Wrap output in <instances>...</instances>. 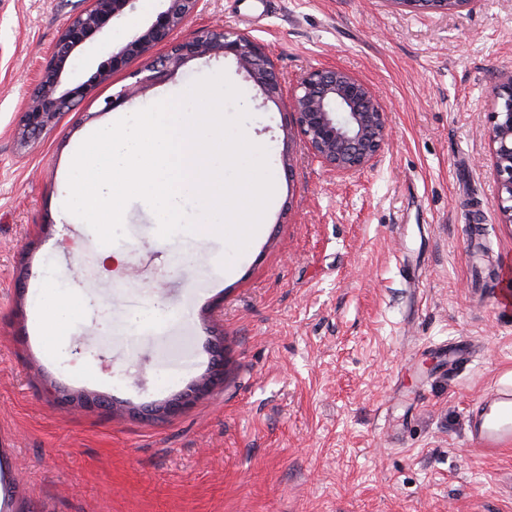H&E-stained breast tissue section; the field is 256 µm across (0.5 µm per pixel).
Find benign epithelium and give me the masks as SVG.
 <instances>
[{
  "mask_svg": "<svg viewBox=\"0 0 512 512\" xmlns=\"http://www.w3.org/2000/svg\"><path fill=\"white\" fill-rule=\"evenodd\" d=\"M136 0H91L90 6L70 19L54 43L49 60L38 72L34 92L25 104L23 140L36 137L49 128L65 110L74 109L86 97L91 83L68 86L64 82L72 56L91 39L105 36L133 10ZM417 11H454L469 0H396ZM201 0H166V7L146 28L133 32L127 43L112 53L108 69L97 71L103 79L107 71L125 69L131 60L150 47L167 43L169 50L146 64L148 75L133 73L134 83L122 87L105 102L110 109L116 102L138 93L187 62L207 56L232 55L239 66L261 89L267 99L282 97V88L264 45L224 27L207 28L194 39L172 41V36L192 14ZM291 123L308 150L324 165L341 172L367 167L381 151L388 129L385 113L373 90L340 68H321L304 74L291 94ZM492 151L497 183L493 206L502 224H512V71L502 73L494 89L493 104L485 128ZM221 364L197 380L190 389L148 409V414L167 419L209 396L222 382Z\"/></svg>",
  "mask_w": 512,
  "mask_h": 512,
  "instance_id": "1",
  "label": "benign epithelium"
}]
</instances>
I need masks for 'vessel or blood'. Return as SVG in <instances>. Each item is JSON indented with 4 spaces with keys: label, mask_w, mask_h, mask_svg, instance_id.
I'll return each mask as SVG.
<instances>
[{
    "label": "vessel or blood",
    "mask_w": 512,
    "mask_h": 512,
    "mask_svg": "<svg viewBox=\"0 0 512 512\" xmlns=\"http://www.w3.org/2000/svg\"><path fill=\"white\" fill-rule=\"evenodd\" d=\"M473 434L490 457L512 446V386L493 388L481 399Z\"/></svg>",
    "instance_id": "1"
}]
</instances>
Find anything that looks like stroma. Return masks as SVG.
<instances>
[{"label": "stroma", "instance_id": "1", "mask_svg": "<svg viewBox=\"0 0 512 512\" xmlns=\"http://www.w3.org/2000/svg\"><path fill=\"white\" fill-rule=\"evenodd\" d=\"M88 0H0V512H512V452L470 432L481 396L512 384V306L477 273L470 226L512 261L485 135L512 70V0L418 12L393 0H203L178 41L221 24L263 43L284 92L337 67L366 83L388 138L372 164L339 172L288 137L233 57L189 61L132 99L105 103L152 47L93 83L21 144L35 72ZM138 0L88 43L69 79L107 68L163 10ZM225 72L241 92L274 192L247 249L157 235L132 200L124 237L100 244L63 208L80 144L113 115ZM87 305L49 348L31 297L47 268ZM224 338V381L164 421L137 408L186 390ZM473 346L449 367L444 350ZM103 408L60 403L61 393Z\"/></svg>", "mask_w": 512, "mask_h": 512}]
</instances>
